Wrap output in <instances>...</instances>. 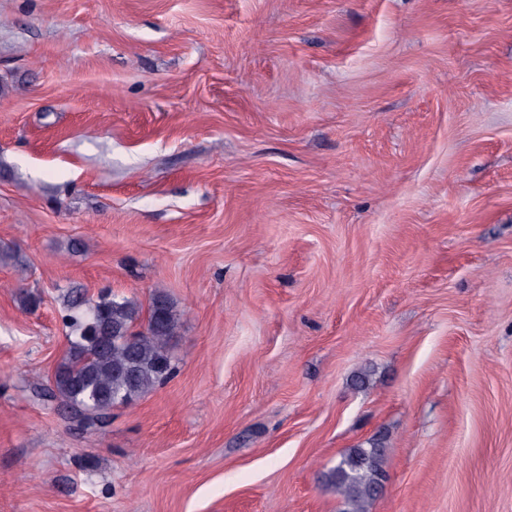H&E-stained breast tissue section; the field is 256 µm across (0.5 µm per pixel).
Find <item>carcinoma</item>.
Listing matches in <instances>:
<instances>
[{
  "mask_svg": "<svg viewBox=\"0 0 512 512\" xmlns=\"http://www.w3.org/2000/svg\"><path fill=\"white\" fill-rule=\"evenodd\" d=\"M67 303L66 327L74 338L54 372L51 394L81 409L84 421H104L113 407L142 397L171 375L170 342L181 313L168 293H152L142 334L132 333L142 315L134 300L101 295L92 311L84 295L72 291ZM385 448L384 439H372L366 447L349 449L330 469L327 478L341 497L340 512H369L386 477Z\"/></svg>",
  "mask_w": 512,
  "mask_h": 512,
  "instance_id": "obj_1",
  "label": "carcinoma"
}]
</instances>
